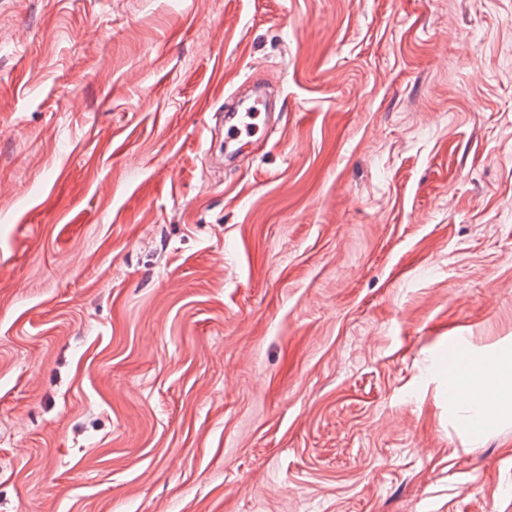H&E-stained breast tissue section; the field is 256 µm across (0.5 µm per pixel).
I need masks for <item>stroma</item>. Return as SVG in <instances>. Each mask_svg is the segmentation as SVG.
Masks as SVG:
<instances>
[{
  "instance_id": "35a3bbf8",
  "label": "stroma",
  "mask_w": 512,
  "mask_h": 512,
  "mask_svg": "<svg viewBox=\"0 0 512 512\" xmlns=\"http://www.w3.org/2000/svg\"><path fill=\"white\" fill-rule=\"evenodd\" d=\"M511 336L512 0H0V512H512ZM244 116H242V112H238L234 110L233 113H226L225 120V136L226 139L236 140V141H244L247 140L244 144L251 142L250 138L254 137L258 131L260 130V126L256 132H248L242 131L241 127L243 124ZM244 132V135H243ZM248 138V139H243ZM457 360L448 373V408L475 445L512 419V339L485 353L448 350V367Z\"/></svg>"
}]
</instances>
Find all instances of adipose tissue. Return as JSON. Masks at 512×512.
<instances>
[{"instance_id": "ef3b65f1", "label": "adipose tissue", "mask_w": 512, "mask_h": 512, "mask_svg": "<svg viewBox=\"0 0 512 512\" xmlns=\"http://www.w3.org/2000/svg\"><path fill=\"white\" fill-rule=\"evenodd\" d=\"M448 407L475 444L512 420V339L485 353L463 351L448 374Z\"/></svg>"}]
</instances>
